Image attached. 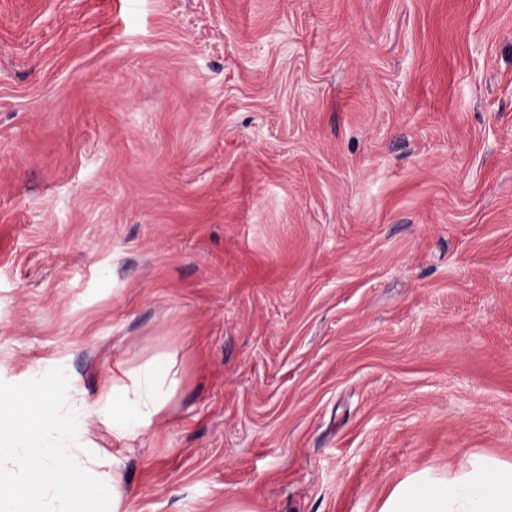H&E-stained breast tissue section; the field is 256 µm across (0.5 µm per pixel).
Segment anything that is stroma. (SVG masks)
I'll return each instance as SVG.
<instances>
[{
  "label": "stroma",
  "mask_w": 512,
  "mask_h": 512,
  "mask_svg": "<svg viewBox=\"0 0 512 512\" xmlns=\"http://www.w3.org/2000/svg\"><path fill=\"white\" fill-rule=\"evenodd\" d=\"M171 352L127 512L512 463V0H0V395Z\"/></svg>",
  "instance_id": "stroma-1"
}]
</instances>
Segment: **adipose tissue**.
<instances>
[{
    "label": "adipose tissue",
    "mask_w": 512,
    "mask_h": 512,
    "mask_svg": "<svg viewBox=\"0 0 512 512\" xmlns=\"http://www.w3.org/2000/svg\"><path fill=\"white\" fill-rule=\"evenodd\" d=\"M175 354L117 366L89 405L81 392L39 402L0 396V512H123L120 459L91 450L89 422L104 416L123 447L167 417L177 386ZM113 466L110 478L100 470ZM380 512H512V465L477 457L448 479L420 471L398 483Z\"/></svg>",
    "instance_id": "1"
}]
</instances>
